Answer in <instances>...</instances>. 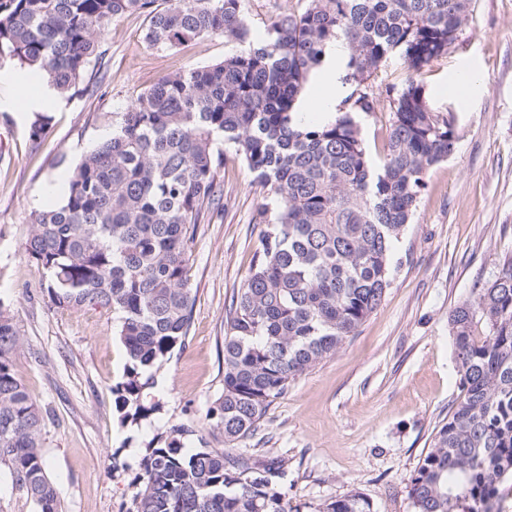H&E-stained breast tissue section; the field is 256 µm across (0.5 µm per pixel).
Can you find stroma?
<instances>
[{
    "label": "stroma",
    "instance_id": "obj_1",
    "mask_svg": "<svg viewBox=\"0 0 512 512\" xmlns=\"http://www.w3.org/2000/svg\"><path fill=\"white\" fill-rule=\"evenodd\" d=\"M145 26L140 14L109 24L101 89L47 107L48 133L37 146L29 139L37 115L14 104L15 64L0 59V300L21 331L15 372L53 414L45 453L60 512H130L145 445L172 426L194 430L209 447L224 445L205 414L224 389L225 308L258 245L263 193L234 148L225 147L220 169L225 208L189 243L193 326L152 390L163 402L153 422L118 420L112 387L125 357L112 313L48 305L23 250L31 212L61 202L62 177L111 137L118 112L160 77L232 49L213 38L158 50L144 41ZM420 82L431 110L452 121L457 143L428 172L394 245L381 305L334 356L292 381L258 432L234 446L286 460L280 486L289 512H320L353 491L374 512H413L410 477L459 396L448 316L512 257V0H471L455 46ZM390 118L385 97L378 111L356 116L371 157L383 151Z\"/></svg>",
    "mask_w": 512,
    "mask_h": 512
}]
</instances>
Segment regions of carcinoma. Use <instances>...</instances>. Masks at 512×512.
<instances>
[{"mask_svg": "<svg viewBox=\"0 0 512 512\" xmlns=\"http://www.w3.org/2000/svg\"><path fill=\"white\" fill-rule=\"evenodd\" d=\"M146 17L145 41L173 50L222 37L224 59L160 78L120 113L112 137L70 172L63 201L32 213L24 252L57 308L110 309L126 363L112 387L122 421L160 409L147 390L185 346L193 323L188 241L224 210L219 171L232 146L268 188L264 225L241 288L225 310L224 391L208 421L226 448H188L173 428L145 449L131 482L132 512H288L286 461L256 462L228 446L253 435L288 385L336 354L380 305L395 241L413 217L429 169L455 149L450 120L418 81L448 53L470 0H308L253 39L246 0H0V57L90 97L105 67L106 27ZM348 50L353 89L328 123L296 118L325 47ZM400 55L409 72L392 95L386 153L376 166L354 115L375 112L367 80ZM459 397L409 483L414 512H499L512 482V259L448 318ZM488 329L478 333V325ZM21 335L0 302V478L34 512H59L43 452L49 413L14 371ZM322 512H373L354 493Z\"/></svg>", "mask_w": 512, "mask_h": 512, "instance_id": "1", "label": "carcinoma"}]
</instances>
